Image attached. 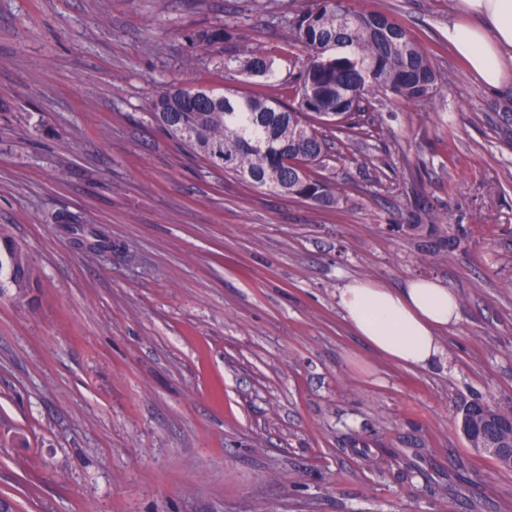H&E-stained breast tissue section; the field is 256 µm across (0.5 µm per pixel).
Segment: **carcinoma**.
<instances>
[{"instance_id": "cac0c4a2", "label": "carcinoma", "mask_w": 512, "mask_h": 512, "mask_svg": "<svg viewBox=\"0 0 512 512\" xmlns=\"http://www.w3.org/2000/svg\"><path fill=\"white\" fill-rule=\"evenodd\" d=\"M295 40L307 53V64L294 86L295 105L285 106L260 93H219L197 84L173 87L152 101L150 116L190 154L214 170L231 174L256 189L290 199L333 205L343 190L333 189L313 171L323 161L328 139L315 122L326 117L339 126L356 127L358 113L366 111L368 96L391 92L405 100L427 102L437 91V76L428 56L410 32L377 12L350 6L349 0H315L292 22ZM231 39L228 27L206 29L194 36L204 53ZM273 60L252 51L231 52L224 69L269 77ZM74 245L92 251L112 250L101 229L62 214ZM442 217L432 224H408L406 231L426 233L442 249L457 239L441 234ZM37 281L26 253L0 224V294L14 289L24 296ZM512 412L505 403L474 399L459 409L470 425L469 446L497 441L512 445V432L496 426L499 414Z\"/></svg>"}]
</instances>
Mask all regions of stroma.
I'll return each instance as SVG.
<instances>
[{
	"mask_svg": "<svg viewBox=\"0 0 512 512\" xmlns=\"http://www.w3.org/2000/svg\"><path fill=\"white\" fill-rule=\"evenodd\" d=\"M313 0H0V224L39 285L0 295V498L16 512H512L459 408L512 401V87L448 48L456 0H350L410 30L432 101L378 93L329 130L334 206L251 188L151 120L172 85L292 104ZM228 25L222 50L194 35ZM249 49L271 78L224 68ZM69 213L112 240L78 249ZM447 216L436 252L408 224ZM443 281L447 359L398 365L336 294Z\"/></svg>",
	"mask_w": 512,
	"mask_h": 512,
	"instance_id": "35a3bbf8",
	"label": "stroma"
}]
</instances>
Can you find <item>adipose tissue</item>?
<instances>
[{"mask_svg":"<svg viewBox=\"0 0 512 512\" xmlns=\"http://www.w3.org/2000/svg\"><path fill=\"white\" fill-rule=\"evenodd\" d=\"M448 46L480 83L494 91L512 81V0H457ZM338 306L355 336L391 361L429 369L445 358L441 333L460 317L456 293L442 281L417 278L389 288L355 278Z\"/></svg>","mask_w":512,"mask_h":512,"instance_id":"obj_1","label":"adipose tissue"}]
</instances>
